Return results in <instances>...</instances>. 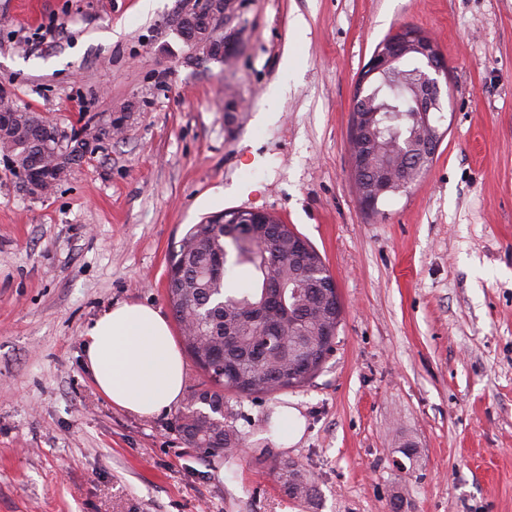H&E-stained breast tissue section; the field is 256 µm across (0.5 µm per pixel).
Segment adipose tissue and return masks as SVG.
I'll return each instance as SVG.
<instances>
[{
	"label": "adipose tissue",
	"mask_w": 512,
	"mask_h": 512,
	"mask_svg": "<svg viewBox=\"0 0 512 512\" xmlns=\"http://www.w3.org/2000/svg\"><path fill=\"white\" fill-rule=\"evenodd\" d=\"M86 366L113 405L150 416L175 405L184 362L168 320L153 306L119 303L85 329Z\"/></svg>",
	"instance_id": "ef3b65f1"
}]
</instances>
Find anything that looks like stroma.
<instances>
[{
	"label": "stroma",
	"instance_id": "obj_1",
	"mask_svg": "<svg viewBox=\"0 0 512 512\" xmlns=\"http://www.w3.org/2000/svg\"><path fill=\"white\" fill-rule=\"evenodd\" d=\"M194 6L0 0V89L93 146L38 196L0 156V512H392L397 497L401 512H512V0H236L223 62L179 36ZM407 24L448 61L444 137L370 214L353 94ZM280 81L279 118L260 124ZM230 209L306 239L343 313L311 381L225 392L236 449L203 458L182 404L139 416L99 392L82 335L115 303L171 319L170 251ZM284 407L305 420L290 445ZM281 459L313 495L284 493Z\"/></svg>",
	"mask_w": 512,
	"mask_h": 512
}]
</instances>
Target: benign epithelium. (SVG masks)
I'll return each mask as SVG.
<instances>
[{"label": "benign epithelium", "instance_id": "7a95c632", "mask_svg": "<svg viewBox=\"0 0 512 512\" xmlns=\"http://www.w3.org/2000/svg\"><path fill=\"white\" fill-rule=\"evenodd\" d=\"M211 21H206L191 29L181 30L184 38L206 47V56L224 57V47L214 48L211 45ZM406 58L421 63V68L411 72L407 79L409 89V109L413 119L424 130L420 141L412 147V161L402 160L406 151L395 145L398 158L393 162L378 160L379 152L371 148V126L377 112L381 111L375 96L368 93L377 78L386 73L400 72V65ZM448 62L438 51L433 40L426 34L411 27H404L399 36L386 41L378 47L364 66L355 93V104L352 113L353 178L356 191L363 208L377 209L378 203L389 195L411 185L426 169L435 157L442 133L439 129L441 111L440 77L447 74ZM72 146L58 145L51 157V172L60 179L71 168ZM46 162L34 157L26 164L23 177L33 193L46 192L47 179L43 178L42 170ZM272 215L258 210H236L224 213L217 220L224 222V237L234 239L241 236V231L260 237Z\"/></svg>", "mask_w": 512, "mask_h": 512}]
</instances>
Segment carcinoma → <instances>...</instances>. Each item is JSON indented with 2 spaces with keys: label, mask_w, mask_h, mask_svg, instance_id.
I'll use <instances>...</instances> for the list:
<instances>
[{
  "label": "carcinoma",
  "mask_w": 512,
  "mask_h": 512,
  "mask_svg": "<svg viewBox=\"0 0 512 512\" xmlns=\"http://www.w3.org/2000/svg\"><path fill=\"white\" fill-rule=\"evenodd\" d=\"M407 110L402 103L391 120L378 117L381 139L389 136L390 126L405 146L419 138ZM0 141L9 145L11 161L18 168L25 166L30 155L57 146L54 128L46 122L28 124L24 111L8 127H0ZM293 235L288 225L277 221L269 224L264 238L239 237L226 243L224 225L195 224L171 251L170 270L180 277L168 283L169 300L179 323L188 318L194 321V331L184 334L183 340L207 377L180 412V431L204 457L225 452L235 441L224 425V391L254 395L300 386L315 376L333 349L335 337L324 332L333 313L328 304L299 286L330 277L318 255L309 265H292V279L298 285L287 286L281 294L283 304L300 323L283 322L271 310L258 322L249 316L262 303L266 285L276 281L279 269L290 263L288 239ZM229 245L234 259L230 266L220 267L218 256ZM243 266L252 273L253 285L235 288L230 283L232 270ZM274 470L289 496L306 498L312 493L310 477L300 465L280 462Z\"/></svg>",
  "instance_id": "carcinoma-1"
}]
</instances>
